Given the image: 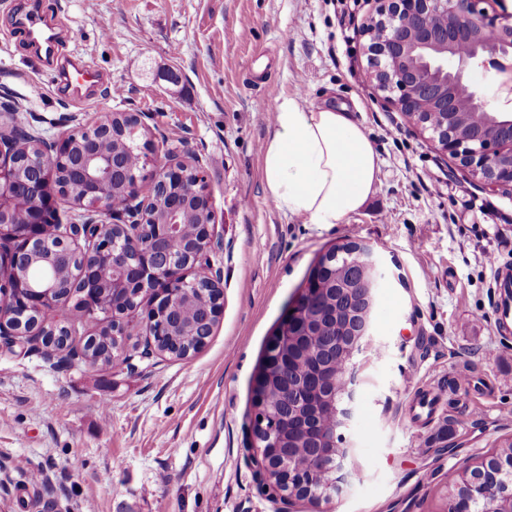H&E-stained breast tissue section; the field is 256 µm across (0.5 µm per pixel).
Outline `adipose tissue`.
Wrapping results in <instances>:
<instances>
[{"label": "adipose tissue", "mask_w": 512, "mask_h": 512, "mask_svg": "<svg viewBox=\"0 0 512 512\" xmlns=\"http://www.w3.org/2000/svg\"><path fill=\"white\" fill-rule=\"evenodd\" d=\"M275 209L311 224H339L376 190L380 159L342 108L277 100L260 157Z\"/></svg>", "instance_id": "ef3b65f1"}]
</instances>
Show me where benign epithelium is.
<instances>
[{"instance_id":"7a95c632","label":"benign epithelium","mask_w":512,"mask_h":512,"mask_svg":"<svg viewBox=\"0 0 512 512\" xmlns=\"http://www.w3.org/2000/svg\"><path fill=\"white\" fill-rule=\"evenodd\" d=\"M377 17L366 28L369 77L384 99L403 112L424 103L451 117L469 110L493 128L479 126L462 136L448 124L432 136L439 149L472 174L496 187H512V93L499 85L502 64H512V22L480 8L483 0H378ZM480 70L491 79L481 94L468 80ZM111 140L118 148L103 151ZM17 134L0 128V339L39 343L48 360L85 363L84 347L72 344L71 329L57 308L64 303L63 280L81 282L84 313L103 317L115 342L112 363L126 361L121 337L137 326L140 297L149 295L145 322L149 336L168 335L182 324L181 305L196 290L197 318L191 325L201 350L223 306L221 270L211 255L224 249L206 176L188 154L158 157L138 112H108L55 140L36 137V153H17ZM121 183L124 204L112 203V185ZM70 199L78 220L59 224L51 242L45 229L58 224L57 197ZM179 251L172 250L173 242ZM352 254L382 278L372 247L357 243ZM318 278L305 282L266 351L254 378L259 426L252 428L249 465L262 491L281 504L319 503L341 495L353 473L350 449L339 447L338 431L351 427L360 402L353 359L367 346L371 305H348L346 336L329 337L311 354L299 348L321 315L303 311L319 292ZM99 288L112 300L97 297ZM481 472L458 471L469 490L466 505L443 512L495 510L497 484L512 483V464L493 455Z\"/></svg>"}]
</instances>
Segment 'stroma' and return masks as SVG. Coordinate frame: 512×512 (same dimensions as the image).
Listing matches in <instances>:
<instances>
[{
    "label": "stroma",
    "mask_w": 512,
    "mask_h": 512,
    "mask_svg": "<svg viewBox=\"0 0 512 512\" xmlns=\"http://www.w3.org/2000/svg\"><path fill=\"white\" fill-rule=\"evenodd\" d=\"M64 52L103 76L75 102L0 0V103L48 139L139 112L157 155L207 175L224 250L223 312L206 346L58 368L0 344V512H275L252 477V381L265 345L329 247H373L384 277L356 359L361 404L345 437L354 486L292 512H442L450 472L512 435V326L494 318V262L512 264V191L486 186L389 104L367 76L374 0H40ZM346 108L381 160L375 194L339 224L275 210L260 171L276 98ZM465 374L468 390H450ZM439 398L434 410L417 392Z\"/></svg>",
    "instance_id": "35a3bbf8"
}]
</instances>
